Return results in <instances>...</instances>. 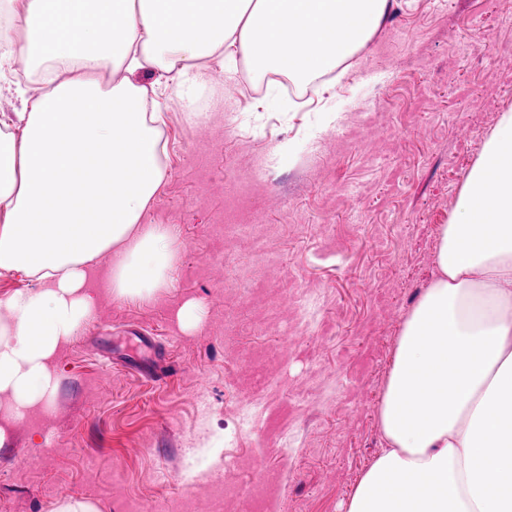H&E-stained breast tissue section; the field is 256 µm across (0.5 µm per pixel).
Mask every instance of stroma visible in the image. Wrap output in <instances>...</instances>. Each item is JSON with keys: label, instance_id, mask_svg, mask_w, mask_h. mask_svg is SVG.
I'll return each instance as SVG.
<instances>
[{"label": "stroma", "instance_id": "1", "mask_svg": "<svg viewBox=\"0 0 512 512\" xmlns=\"http://www.w3.org/2000/svg\"><path fill=\"white\" fill-rule=\"evenodd\" d=\"M45 65L18 62L0 114L38 95ZM208 62L194 89L163 71L105 75L162 89L164 179L146 224L176 227L169 288L116 301L94 285L98 312L60 356L50 415L19 424L0 449V512H51L64 498L98 512H213L224 486L266 471L284 486L271 512H341L385 441L375 409L405 315L431 278L438 229L503 113H512V12L505 0H396L344 70L291 94L257 71ZM335 104L342 117L324 127ZM262 224L267 255L225 237ZM316 291L323 326L287 332L284 297ZM206 312L181 332L186 300ZM277 371L269 403L295 443L265 446L233 409L253 381L249 360ZM243 455L248 470L186 484L206 451Z\"/></svg>", "mask_w": 512, "mask_h": 512}]
</instances>
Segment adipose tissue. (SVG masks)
<instances>
[{
    "instance_id": "adipose-tissue-1",
    "label": "adipose tissue",
    "mask_w": 512,
    "mask_h": 512,
    "mask_svg": "<svg viewBox=\"0 0 512 512\" xmlns=\"http://www.w3.org/2000/svg\"><path fill=\"white\" fill-rule=\"evenodd\" d=\"M0 69L41 60L47 90L0 119V274L36 287L0 299V447L50 410L60 353L96 317L88 265L116 300L167 286L177 236L142 216L164 178L146 86L122 68L190 80L243 55L304 80L379 28L389 0H8ZM386 446L343 512H512V113L501 116L441 225L432 278L406 314L378 407Z\"/></svg>"
}]
</instances>
